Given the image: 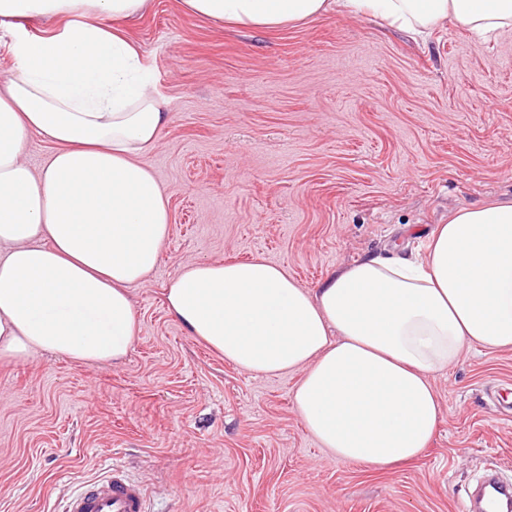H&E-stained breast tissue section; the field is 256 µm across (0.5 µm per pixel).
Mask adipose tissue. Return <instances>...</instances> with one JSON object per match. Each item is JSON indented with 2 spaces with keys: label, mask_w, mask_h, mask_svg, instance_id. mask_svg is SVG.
<instances>
[{
  "label": "adipose tissue",
  "mask_w": 512,
  "mask_h": 512,
  "mask_svg": "<svg viewBox=\"0 0 512 512\" xmlns=\"http://www.w3.org/2000/svg\"><path fill=\"white\" fill-rule=\"evenodd\" d=\"M147 0H0V18L63 19L18 37L0 83V361L49 351L121 361L140 328L130 296L161 260L166 194L145 157L169 114L140 52L105 19ZM194 14L274 29L329 9L422 32L512 30V0H183ZM53 146L41 168L30 135ZM169 314L239 369L295 373L294 402L333 458L394 468L441 420L433 376L467 344L512 348V202L453 211L425 260L374 255L314 290L264 259L195 261L166 290Z\"/></svg>",
  "instance_id": "1"
}]
</instances>
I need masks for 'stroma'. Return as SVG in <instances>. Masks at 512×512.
I'll return each instance as SVG.
<instances>
[{"mask_svg": "<svg viewBox=\"0 0 512 512\" xmlns=\"http://www.w3.org/2000/svg\"><path fill=\"white\" fill-rule=\"evenodd\" d=\"M0 20V81L17 36ZM119 26L170 121L146 161L170 234L131 290L138 338L114 365L0 362V512H54L120 463L149 512H462L487 469L512 480V349L465 346L433 380L442 420L417 460L329 458L294 404L297 375L248 373L167 312L190 261L262 258L303 287L385 250L424 253L454 210L512 201V32L426 38L326 13L237 28L149 0Z\"/></svg>", "mask_w": 512, "mask_h": 512, "instance_id": "35a3bbf8", "label": "stroma"}]
</instances>
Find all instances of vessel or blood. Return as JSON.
Here are the masks:
<instances>
[{"label":"vessel or blood","mask_w":512,"mask_h":512,"mask_svg":"<svg viewBox=\"0 0 512 512\" xmlns=\"http://www.w3.org/2000/svg\"><path fill=\"white\" fill-rule=\"evenodd\" d=\"M479 501L483 512H512V483L493 477L485 479ZM62 512H147V499L142 485L115 464L70 495Z\"/></svg>","instance_id":"obj_1"}]
</instances>
